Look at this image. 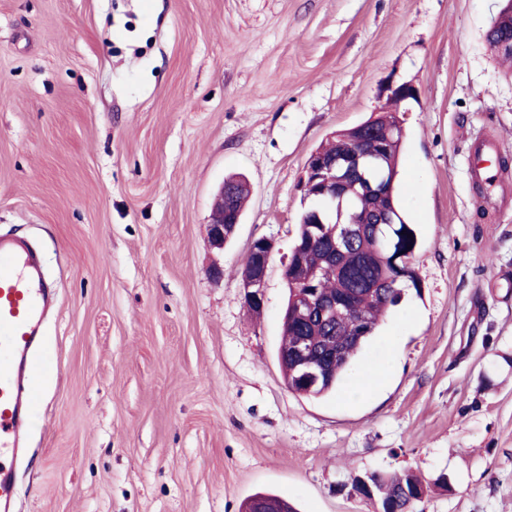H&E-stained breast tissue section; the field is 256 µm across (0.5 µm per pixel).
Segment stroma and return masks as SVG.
Here are the masks:
<instances>
[{"mask_svg":"<svg viewBox=\"0 0 512 512\" xmlns=\"http://www.w3.org/2000/svg\"><path fill=\"white\" fill-rule=\"evenodd\" d=\"M502 0H0V235L41 251L58 303L19 512H375L355 475L415 472L414 512H512V181ZM414 95L395 102L393 91ZM398 110L420 282L355 360L366 398L288 390L284 269L310 154ZM251 196L225 249L212 199ZM270 239L259 312L241 272ZM224 270L213 280L211 266ZM506 14L511 15L512 17V5L509 2L503 10L500 12L499 16L495 20L494 24L496 22L500 23V26L502 27L501 30L503 32L502 35H497L496 40L493 45V50L495 53H497L500 56H512V24H511V34L506 33V29L504 26H508L507 30L510 31V23L508 21L502 22L504 16ZM500 153V143L491 137H480L470 147V174L473 181L482 185L488 178L494 156ZM224 186L227 189L224 193ZM248 191L239 179L229 178L224 181L214 197L212 214L208 223V237L213 247L224 248V245L233 237L240 223L241 213L233 216L232 222L224 223L228 212H239L246 200Z\"/></svg>","mask_w":512,"mask_h":512,"instance_id":"stroma-1","label":"stroma"}]
</instances>
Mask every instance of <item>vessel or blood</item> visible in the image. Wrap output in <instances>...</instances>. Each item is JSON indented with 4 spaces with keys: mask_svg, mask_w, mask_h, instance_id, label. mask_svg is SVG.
Instances as JSON below:
<instances>
[{
    "mask_svg": "<svg viewBox=\"0 0 512 512\" xmlns=\"http://www.w3.org/2000/svg\"><path fill=\"white\" fill-rule=\"evenodd\" d=\"M500 144L491 137L470 147V174L488 179ZM55 307L40 254L21 238L0 237V512H14L16 466L29 453L28 425L44 392L38 363L43 324Z\"/></svg>",
    "mask_w": 512,
    "mask_h": 512,
    "instance_id": "1",
    "label": "vessel or blood"
}]
</instances>
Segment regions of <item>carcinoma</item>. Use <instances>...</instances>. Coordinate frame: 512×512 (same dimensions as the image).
<instances>
[{
  "label": "carcinoma",
  "instance_id": "1",
  "mask_svg": "<svg viewBox=\"0 0 512 512\" xmlns=\"http://www.w3.org/2000/svg\"><path fill=\"white\" fill-rule=\"evenodd\" d=\"M371 124L375 134L365 143V149L372 156L364 160L359 175L345 181L344 195L336 199V222L352 223L362 229V235L345 252L333 254L329 225L309 223V213L325 210L327 203L319 196H311L313 205L300 217L287 274L288 299L295 296L294 288H306L308 274L316 272L319 278L313 282L314 288L326 299L347 303L350 315L327 324L302 320L291 312L283 317V346L291 348L298 337L307 336L317 347L322 336L332 331L348 345L352 356L348 361L336 362V372L311 390L291 374L293 362L282 364L285 383L294 393L323 397L336 392L385 313L399 305L408 290L420 288L414 271H400L377 247V219L381 215L391 219L400 251L408 259L417 249L418 236L399 202L397 176L403 131L397 113L384 112ZM355 136L354 129L338 131L336 138L323 145L321 151L340 158L351 151ZM224 186V212L240 211L248 194L245 185L239 179L229 178ZM388 280L396 282V287L385 288L378 294L371 291L373 284ZM369 482V489L358 484L354 488L364 497L377 498L383 512H412L414 503L426 493L421 480L412 474L375 475Z\"/></svg>",
  "mask_w": 512,
  "mask_h": 512
}]
</instances>
